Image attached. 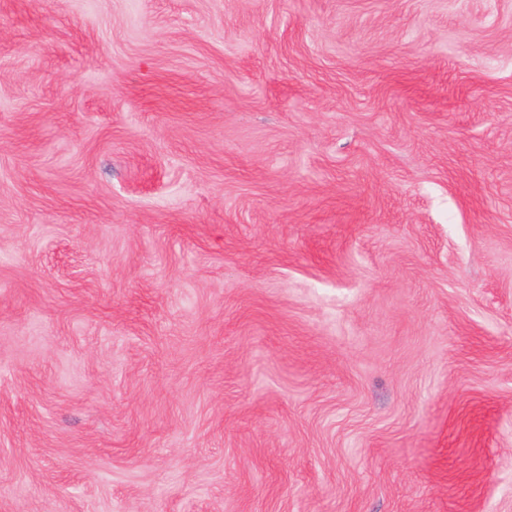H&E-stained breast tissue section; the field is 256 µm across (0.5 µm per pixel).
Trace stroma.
<instances>
[{"instance_id":"1","label":"stroma","mask_w":512,"mask_h":512,"mask_svg":"<svg viewBox=\"0 0 512 512\" xmlns=\"http://www.w3.org/2000/svg\"><path fill=\"white\" fill-rule=\"evenodd\" d=\"M0 512H512V0H0Z\"/></svg>"}]
</instances>
